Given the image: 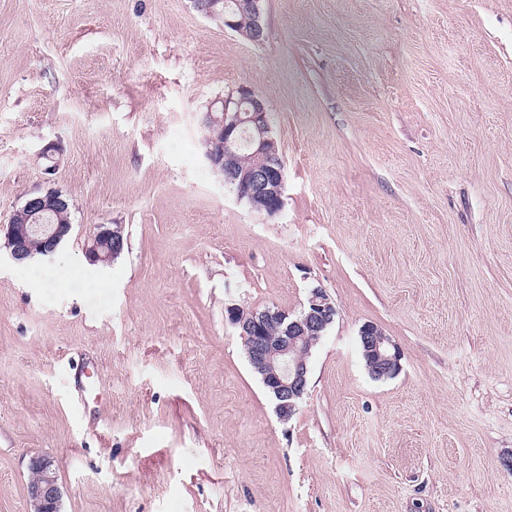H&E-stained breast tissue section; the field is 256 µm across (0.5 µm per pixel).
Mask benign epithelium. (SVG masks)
Masks as SVG:
<instances>
[{
	"label": "benign epithelium",
	"instance_id": "benign-epithelium-1",
	"mask_svg": "<svg viewBox=\"0 0 512 512\" xmlns=\"http://www.w3.org/2000/svg\"><path fill=\"white\" fill-rule=\"evenodd\" d=\"M194 7L212 21L242 37L259 42L263 38L260 0H192ZM202 122L215 127L217 136L206 142L205 159L223 178L224 185L236 192L238 199L263 202L258 212L269 217L283 206L284 166L276 141L271 135L269 112L254 91L240 87L224 97L220 114L204 113ZM247 147L266 156L270 163L243 170L224 169V155ZM69 203L57 190L30 196L16 210L18 220L7 228V247L11 257L23 262L37 255L51 258L68 236L72 225L53 224L52 217L64 218ZM122 225H99V231L87 247L90 260L108 263L123 247ZM230 323L242 337L250 366L272 396L279 419L288 421L307 391L310 351L333 323L336 309L325 290L311 289L307 305L295 317L279 309L251 314L240 307L227 308ZM361 352L369 374L376 380L389 378L400 369V353L392 341L372 324L360 329ZM33 479L27 494L34 512H60V488L51 460L36 457L31 461Z\"/></svg>",
	"mask_w": 512,
	"mask_h": 512
}]
</instances>
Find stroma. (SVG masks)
<instances>
[{
	"label": "stroma",
	"mask_w": 512,
	"mask_h": 512,
	"mask_svg": "<svg viewBox=\"0 0 512 512\" xmlns=\"http://www.w3.org/2000/svg\"><path fill=\"white\" fill-rule=\"evenodd\" d=\"M260 11L255 43L192 0H0V512H30L36 456L60 512H512V0ZM242 86L284 165L272 217L204 158ZM51 188L72 230L14 262L10 218ZM101 224L126 239L104 265ZM316 286L336 315L284 423L226 308L296 315ZM123 242L122 225L113 224L110 228L107 224H101L86 251L93 262L106 264L121 253ZM360 344L365 365L373 379L381 380L398 373L399 350L377 326L365 324L361 327Z\"/></svg>",
	"instance_id": "35a3bbf8"
}]
</instances>
